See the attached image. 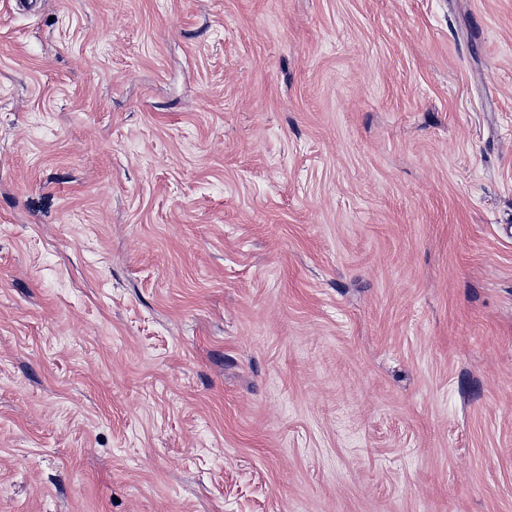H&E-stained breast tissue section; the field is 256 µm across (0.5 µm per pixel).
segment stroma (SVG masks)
<instances>
[{
  "label": "stroma",
  "mask_w": 512,
  "mask_h": 512,
  "mask_svg": "<svg viewBox=\"0 0 512 512\" xmlns=\"http://www.w3.org/2000/svg\"><path fill=\"white\" fill-rule=\"evenodd\" d=\"M0 512H512V0H0Z\"/></svg>",
  "instance_id": "stroma-1"
}]
</instances>
